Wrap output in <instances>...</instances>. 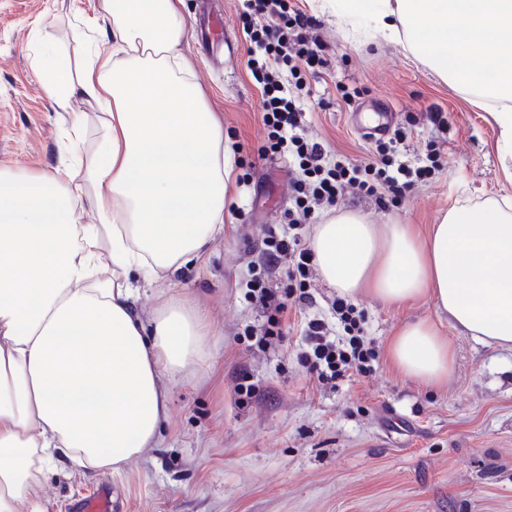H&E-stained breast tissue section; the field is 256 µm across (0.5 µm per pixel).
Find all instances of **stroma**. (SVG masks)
I'll return each mask as SVG.
<instances>
[{
  "label": "stroma",
  "instance_id": "obj_1",
  "mask_svg": "<svg viewBox=\"0 0 512 512\" xmlns=\"http://www.w3.org/2000/svg\"><path fill=\"white\" fill-rule=\"evenodd\" d=\"M298 0L331 59L329 70L304 73L307 134L331 154L358 159L371 149L356 130L358 109L388 104L409 133L414 158L432 137L444 143V166L402 204L382 208L368 197L346 208L370 223L428 225L454 205L512 197V157L500 148L488 112L444 83L404 44L381 38L354 43L323 5ZM220 14L235 43L226 60L198 37L208 13ZM187 34L181 53L191 79L224 126L237 160L224 218L204 265L184 267L178 286L200 306L214 334L208 369L172 390L162 435L121 474H50L42 494L51 512H67L100 483L112 487L115 512H512V353L449 333L453 370L432 387L401 376L387 355L393 331L435 317L430 300L395 307L370 294L354 298L362 327L378 352L371 375L319 383L298 360L308 319L331 318L336 292L312 277L314 305L288 308L285 342L261 350L251 330L264 324L248 283L261 263L265 232L310 240L308 224H292L286 153L259 156L267 139L262 88L248 66L244 0H183ZM100 0H0V166L26 174L51 172L66 145L65 111L46 92L32 59L41 45L76 54L84 26L102 25ZM358 89L344 102L337 84ZM447 116L443 127L430 111ZM257 386L253 398L234 390L240 372Z\"/></svg>",
  "mask_w": 512,
  "mask_h": 512
}]
</instances>
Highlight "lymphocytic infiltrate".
<instances>
[{
    "mask_svg": "<svg viewBox=\"0 0 512 512\" xmlns=\"http://www.w3.org/2000/svg\"><path fill=\"white\" fill-rule=\"evenodd\" d=\"M311 17L289 0H262L259 19L247 35L260 51L253 62V75L263 86L262 122L268 130L261 155L288 149L299 171L292 184L295 209L290 215L294 224L305 223L318 209H332L341 204L345 194L375 199L382 207L401 204L419 185L429 182L441 170L443 145L429 140L422 165L412 166L399 158V146L408 138L405 128L394 130L388 140L378 141L366 158H332L325 146L310 139L305 129L300 67L311 73L328 69L330 61L320 43L308 31ZM262 250L263 272L253 277L251 293L267 315L258 343L268 346L284 338L289 304H312L311 273L314 254L309 245L296 237H279L266 233ZM284 270L285 287L274 286L272 273ZM331 308L347 333L342 343L329 341L322 320L307 323L309 351L302 360L318 380L332 381L372 370L376 355L364 340L363 329L355 308L345 298L337 297Z\"/></svg>",
    "mask_w": 512,
    "mask_h": 512,
    "instance_id": "obj_1",
    "label": "lymphocytic infiltrate"
}]
</instances>
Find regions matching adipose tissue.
I'll use <instances>...</instances> for the list:
<instances>
[{
  "label": "adipose tissue",
  "mask_w": 512,
  "mask_h": 512,
  "mask_svg": "<svg viewBox=\"0 0 512 512\" xmlns=\"http://www.w3.org/2000/svg\"><path fill=\"white\" fill-rule=\"evenodd\" d=\"M335 2L338 20L405 43L487 109L512 150V0ZM181 4L100 0L109 26L84 35L82 56L33 58L74 142L87 122L68 109L75 97L103 133L52 173L0 168V512H49L39 489L62 462L121 473L159 438L173 386L201 367L206 315L171 283L223 235L234 167L178 52ZM82 207L93 223L78 222ZM311 247L341 297L432 301L436 318L389 339L401 375L445 383L450 328L512 351V202L459 204L424 230L340 210L315 225ZM137 278L157 286L147 320Z\"/></svg>",
  "instance_id": "ef3b65f1"
}]
</instances>
